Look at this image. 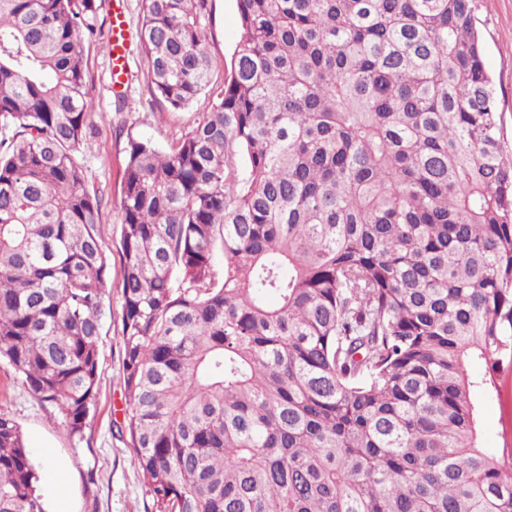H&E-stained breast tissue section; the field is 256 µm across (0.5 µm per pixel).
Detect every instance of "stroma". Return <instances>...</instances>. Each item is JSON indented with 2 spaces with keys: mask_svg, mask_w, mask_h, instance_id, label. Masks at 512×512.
<instances>
[{
  "mask_svg": "<svg viewBox=\"0 0 512 512\" xmlns=\"http://www.w3.org/2000/svg\"><path fill=\"white\" fill-rule=\"evenodd\" d=\"M477 17L485 40V65L495 83L503 145L512 155V0H478ZM203 27L205 47L214 62L211 82L181 109L154 102L147 62L140 50L131 53V80L118 101L112 94L107 37L82 47L94 110L79 157L89 189L103 199L99 231L110 261L99 338L100 388L83 434L71 435L57 409L41 404L13 367L0 361V413L12 417L21 429L36 467L45 512H155L135 456L116 429L126 408L120 334L122 270L117 252L119 202L128 135L150 139L160 149L169 150L176 138L210 110L224 87V73L239 38L237 0H209ZM498 393L473 392L479 407V443L496 451L512 448V416L505 415Z\"/></svg>",
  "mask_w": 512,
  "mask_h": 512,
  "instance_id": "obj_1",
  "label": "stroma"
}]
</instances>
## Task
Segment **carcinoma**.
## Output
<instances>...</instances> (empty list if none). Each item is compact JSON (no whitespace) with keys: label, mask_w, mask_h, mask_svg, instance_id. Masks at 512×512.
Masks as SVG:
<instances>
[{"label":"carcinoma","mask_w":512,"mask_h":512,"mask_svg":"<svg viewBox=\"0 0 512 512\" xmlns=\"http://www.w3.org/2000/svg\"><path fill=\"white\" fill-rule=\"evenodd\" d=\"M105 0H0V359L82 434L110 263L78 159ZM477 0H237L220 99L130 135L124 421L156 512H512L473 390L512 366V156ZM207 0H143L153 98ZM485 371L472 375L471 362ZM0 413V512H45Z\"/></svg>","instance_id":"1"}]
</instances>
